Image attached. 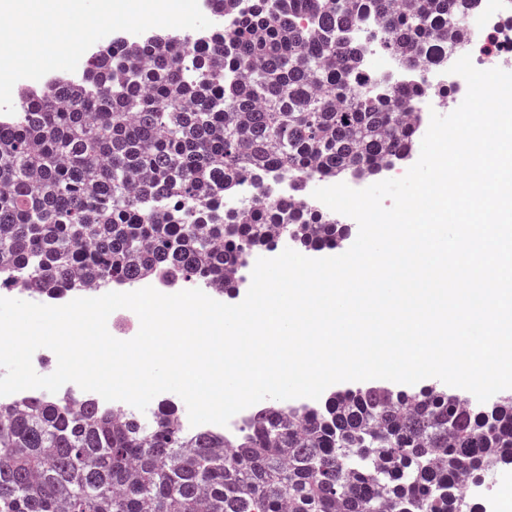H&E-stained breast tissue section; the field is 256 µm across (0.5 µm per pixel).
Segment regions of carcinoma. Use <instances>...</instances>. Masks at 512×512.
I'll use <instances>...</instances> for the list:
<instances>
[{
	"instance_id": "carcinoma-1",
	"label": "carcinoma",
	"mask_w": 512,
	"mask_h": 512,
	"mask_svg": "<svg viewBox=\"0 0 512 512\" xmlns=\"http://www.w3.org/2000/svg\"><path fill=\"white\" fill-rule=\"evenodd\" d=\"M211 2L200 33L150 30L131 53H89L73 86L19 87L0 115V283L77 296L165 271L231 295L282 237L339 247L348 225L308 204L305 179L412 155L420 65L448 64L439 46L478 0ZM369 37L407 81L360 87ZM276 171L295 202L224 212L241 179ZM177 413L160 404L147 429L88 400L0 403V512H481L456 481L512 470L511 394L369 385L263 405L233 440L186 434Z\"/></svg>"
}]
</instances>
